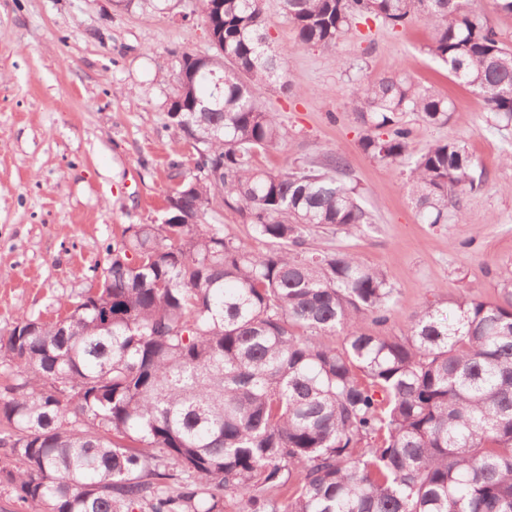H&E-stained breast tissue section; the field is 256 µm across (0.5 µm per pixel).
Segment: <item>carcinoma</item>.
I'll use <instances>...</instances> for the list:
<instances>
[{"label":"carcinoma","mask_w":512,"mask_h":512,"mask_svg":"<svg viewBox=\"0 0 512 512\" xmlns=\"http://www.w3.org/2000/svg\"><path fill=\"white\" fill-rule=\"evenodd\" d=\"M472 0H281L296 44L332 48L381 20L433 32L427 51L512 124V49ZM149 17L167 0H113ZM211 53L171 51L170 125L194 150L166 216L112 242L102 287L51 321L0 330V487L14 512H512V280L457 314L425 304L400 336L386 275L355 254L303 250L305 230L372 223L344 158L280 169L288 141L259 90L288 50L265 0H198ZM362 150L405 164L424 224L477 186L464 144L408 153L407 113L452 104L400 70L352 79ZM231 210L268 249L205 223ZM343 343L324 340L336 330Z\"/></svg>","instance_id":"cac0c4a2"}]
</instances>
